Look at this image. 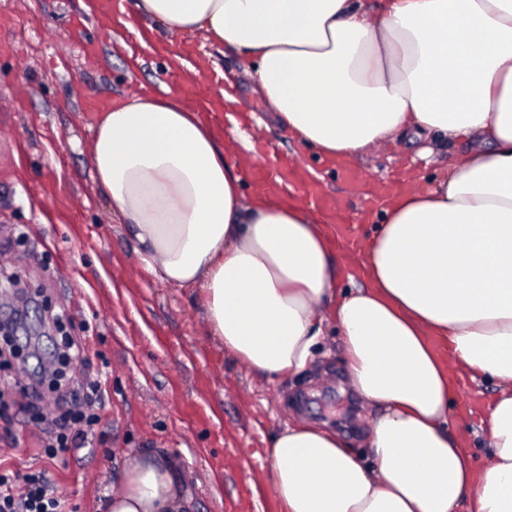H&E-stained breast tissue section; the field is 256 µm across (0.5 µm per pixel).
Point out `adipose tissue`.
<instances>
[{
    "instance_id": "obj_1",
    "label": "adipose tissue",
    "mask_w": 512,
    "mask_h": 512,
    "mask_svg": "<svg viewBox=\"0 0 512 512\" xmlns=\"http://www.w3.org/2000/svg\"><path fill=\"white\" fill-rule=\"evenodd\" d=\"M170 35L241 52L275 120L344 162L396 136L464 139L440 176L387 195L341 289L314 209L244 198L254 151L219 141L165 95L102 112L93 168L113 215L161 280L202 293L209 333L275 379L312 365L326 322L349 386L373 410L366 450L296 420L268 450L282 512H512V0H138ZM448 343L440 356L430 342ZM492 376L483 473L449 431V365ZM106 512H191L172 463L134 453Z\"/></svg>"
}]
</instances>
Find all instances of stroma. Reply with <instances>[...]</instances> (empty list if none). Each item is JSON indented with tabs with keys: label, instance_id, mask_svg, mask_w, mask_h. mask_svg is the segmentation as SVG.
Masks as SVG:
<instances>
[{
	"label": "stroma",
	"instance_id": "1",
	"mask_svg": "<svg viewBox=\"0 0 512 512\" xmlns=\"http://www.w3.org/2000/svg\"><path fill=\"white\" fill-rule=\"evenodd\" d=\"M137 0H0V265L20 288L0 290V314L23 311L49 330L56 312L98 372L105 398L99 437L67 464L51 463L41 445L46 426L20 394L0 398V468L48 470L76 512H98L132 452L173 462L193 512H280L271 491L268 448L294 413L326 424L352 449L363 445L370 408L345 384L340 336L327 329L316 363L275 380L239 362L209 336L202 298L194 288L162 281L142 260L124 224L108 209L93 176L92 128L99 112L133 96L169 93L189 106L187 83L222 101L225 82L250 113L240 128L266 144L258 160L272 166L282 154L300 160L302 182L318 181L344 210L358 209L367 189L392 175L432 177L422 159L426 140L398 137L376 154L342 169L299 143L267 112L240 53L205 33L170 35L140 16ZM68 67H61L60 59ZM27 234L13 239L14 230ZM365 225L338 249L339 285L362 284ZM452 430L484 464L486 440H473L494 379L458 376Z\"/></svg>",
	"mask_w": 512,
	"mask_h": 512
}]
</instances>
